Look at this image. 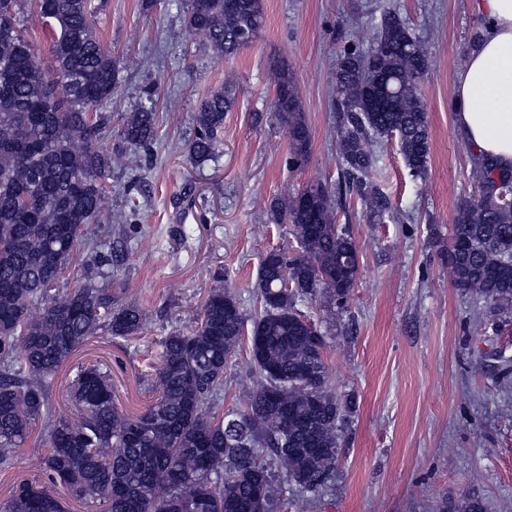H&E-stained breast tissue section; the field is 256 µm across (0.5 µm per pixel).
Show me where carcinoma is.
I'll return each mask as SVG.
<instances>
[{
	"label": "carcinoma",
	"mask_w": 512,
	"mask_h": 512,
	"mask_svg": "<svg viewBox=\"0 0 512 512\" xmlns=\"http://www.w3.org/2000/svg\"><path fill=\"white\" fill-rule=\"evenodd\" d=\"M54 27L53 77L34 81L40 47L0 17V463L26 445L49 413L47 390L78 347L104 329L135 336L144 311L90 281L61 286L48 261L68 266L90 225L110 211L105 179L133 158L99 145L112 115L116 70L112 50L87 19V0H32ZM265 24L263 0H188L186 27L222 59L252 42ZM427 48L399 14L388 9L374 25L372 46L343 47L333 73L339 116L341 189L355 196L372 222L392 217L375 181L373 143L398 139L409 174L422 178L430 131L420 92ZM272 111L288 133L293 166L310 150L298 86L285 62L271 70ZM57 90L59 111L39 115L42 98ZM235 104L229 82L200 104L188 155L204 162L215 153L224 117ZM121 135L144 147L156 138L157 113L143 107L118 114ZM477 193L463 200L448 247L453 284L476 299L512 304V204L493 191L512 184V169L471 153ZM334 192L322 184L274 200L271 221L290 224L297 255L272 249L260 261V308L248 319L234 292L213 288L188 332L160 344L153 397L129 416L114 403L108 373L82 365L70 382L76 417L61 412L48 425L50 451L41 460L44 482L24 481L0 501V512H65L57 487L105 512H271L294 484L321 494L329 487L341 433L355 403L328 390L325 336L297 309L300 298L323 293L327 317L346 305L357 280L358 246L336 223ZM257 385L245 406L224 415L215 400L224 371L243 338ZM283 463L280 477L273 461Z\"/></svg>",
	"instance_id": "carcinoma-1"
}]
</instances>
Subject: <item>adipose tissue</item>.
Masks as SVG:
<instances>
[{"instance_id":"obj_1","label":"adipose tissue","mask_w":512,"mask_h":512,"mask_svg":"<svg viewBox=\"0 0 512 512\" xmlns=\"http://www.w3.org/2000/svg\"><path fill=\"white\" fill-rule=\"evenodd\" d=\"M487 21L456 75L455 126L475 150L512 167V0H475Z\"/></svg>"}]
</instances>
